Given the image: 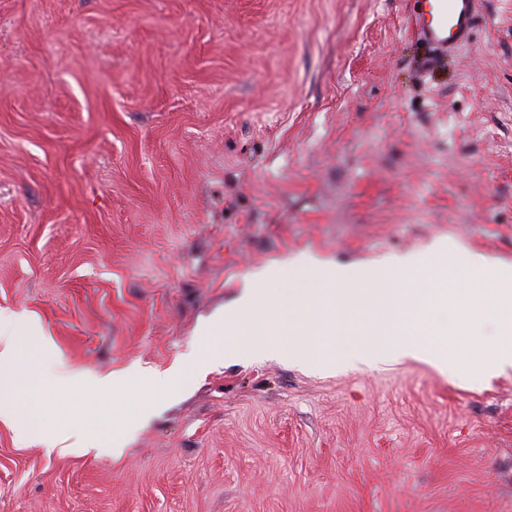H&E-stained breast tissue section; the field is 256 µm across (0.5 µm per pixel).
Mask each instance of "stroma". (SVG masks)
Here are the masks:
<instances>
[{"label":"stroma","instance_id":"35a3bbf8","mask_svg":"<svg viewBox=\"0 0 512 512\" xmlns=\"http://www.w3.org/2000/svg\"><path fill=\"white\" fill-rule=\"evenodd\" d=\"M410 0H0V310L40 364L181 367L112 454L104 400L70 397L98 450L0 423V512H512V371L425 357L208 364L203 319L307 253L357 269L450 240L512 264V0H479L440 59Z\"/></svg>","mask_w":512,"mask_h":512}]
</instances>
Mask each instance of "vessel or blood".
Wrapping results in <instances>:
<instances>
[{"label":"vessel or blood","mask_w":512,"mask_h":512,"mask_svg":"<svg viewBox=\"0 0 512 512\" xmlns=\"http://www.w3.org/2000/svg\"><path fill=\"white\" fill-rule=\"evenodd\" d=\"M410 16L414 34L436 57L467 45L477 26V0H414Z\"/></svg>","instance_id":"vessel-or-blood-1"}]
</instances>
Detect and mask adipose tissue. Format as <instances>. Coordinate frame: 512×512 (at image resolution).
Here are the masks:
<instances>
[{
    "label": "adipose tissue",
    "mask_w": 512,
    "mask_h": 512,
    "mask_svg": "<svg viewBox=\"0 0 512 512\" xmlns=\"http://www.w3.org/2000/svg\"><path fill=\"white\" fill-rule=\"evenodd\" d=\"M41 332L42 327L37 318L24 312L0 311V365L15 359L21 337L36 336ZM67 381L71 388L88 400L98 398L106 392L112 394V445L115 449H122L131 433L153 413L149 407L133 414L124 412L119 404L121 382L113 376L82 371L68 375Z\"/></svg>",
    "instance_id": "adipose-tissue-1"
}]
</instances>
